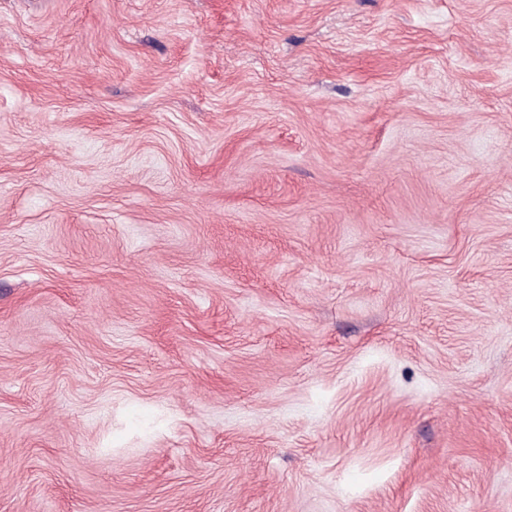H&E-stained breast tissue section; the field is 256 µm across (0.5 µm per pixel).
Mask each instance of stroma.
<instances>
[{
    "mask_svg": "<svg viewBox=\"0 0 512 512\" xmlns=\"http://www.w3.org/2000/svg\"><path fill=\"white\" fill-rule=\"evenodd\" d=\"M0 512H512V0H0Z\"/></svg>",
    "mask_w": 512,
    "mask_h": 512,
    "instance_id": "1",
    "label": "stroma"
}]
</instances>
